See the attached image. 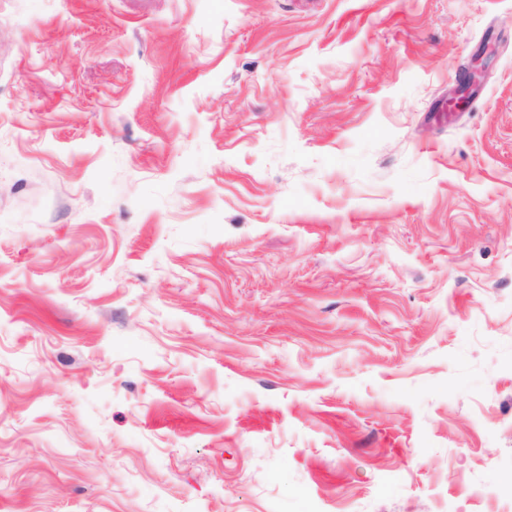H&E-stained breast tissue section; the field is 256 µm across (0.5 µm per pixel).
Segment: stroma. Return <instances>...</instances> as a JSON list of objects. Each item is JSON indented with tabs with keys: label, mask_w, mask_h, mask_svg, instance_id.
Instances as JSON below:
<instances>
[{
	"label": "stroma",
	"mask_w": 512,
	"mask_h": 512,
	"mask_svg": "<svg viewBox=\"0 0 512 512\" xmlns=\"http://www.w3.org/2000/svg\"><path fill=\"white\" fill-rule=\"evenodd\" d=\"M506 488L512 0H0V512Z\"/></svg>",
	"instance_id": "stroma-1"
}]
</instances>
